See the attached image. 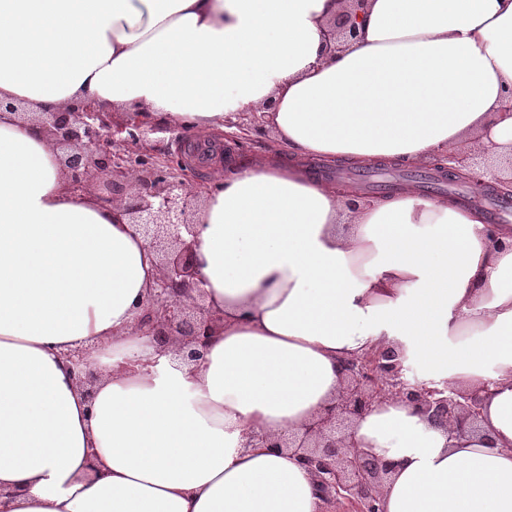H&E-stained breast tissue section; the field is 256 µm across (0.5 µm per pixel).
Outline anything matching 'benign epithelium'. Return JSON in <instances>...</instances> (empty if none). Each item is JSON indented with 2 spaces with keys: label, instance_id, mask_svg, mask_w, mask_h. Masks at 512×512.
<instances>
[{
  "label": "benign epithelium",
  "instance_id": "1",
  "mask_svg": "<svg viewBox=\"0 0 512 512\" xmlns=\"http://www.w3.org/2000/svg\"><path fill=\"white\" fill-rule=\"evenodd\" d=\"M353 7L336 14L329 38L338 42L358 37L360 6L365 0H348ZM35 121L44 135L61 150L68 184L85 192L102 176L105 200H126L125 214L136 225L158 258L159 275L147 293L138 322L159 356L177 357L187 364L205 360L212 340L223 322L206 302L207 293L196 260L198 214L183 179L174 173L178 165L162 166L146 152L148 162L138 166V179L130 186V158L112 154L118 141H143L149 126L125 123L107 126L102 111L86 104L73 109L40 112ZM512 171V155L497 159L474 154L458 165L445 163L436 169L439 177L464 181L473 194L497 199L512 197L504 182L490 183L474 174L476 168ZM76 383L93 393L97 373L90 364V351L77 348L63 354ZM342 383L336 397L297 431L281 436L247 432L244 448H282L294 453L314 478L327 510L381 512V495L394 473L393 462L360 448L354 436L359 420L394 397L429 423L445 430L448 441H459L481 431L482 399L474 391L458 389L448 382L419 379L407 359L391 347H380L344 361Z\"/></svg>",
  "mask_w": 512,
  "mask_h": 512
}]
</instances>
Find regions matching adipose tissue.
<instances>
[{
	"instance_id": "adipose-tissue-1",
	"label": "adipose tissue",
	"mask_w": 512,
	"mask_h": 512,
	"mask_svg": "<svg viewBox=\"0 0 512 512\" xmlns=\"http://www.w3.org/2000/svg\"><path fill=\"white\" fill-rule=\"evenodd\" d=\"M0 0V512H318L310 473L242 447L308 423L345 360L395 346L483 398L449 446L391 399L359 421L394 461L382 512H512V224L413 190L351 199L300 158L416 166L467 136L512 151V0ZM31 112L92 104L193 128L263 111L278 150L210 173L196 257L224 328L155 358L159 271L123 209L71 192ZM86 348L92 395L63 351ZM353 4V8L342 10L336 14L330 23L329 41L336 42L348 41L358 37L359 33V15L361 5L365 0H348Z\"/></svg>"
}]
</instances>
